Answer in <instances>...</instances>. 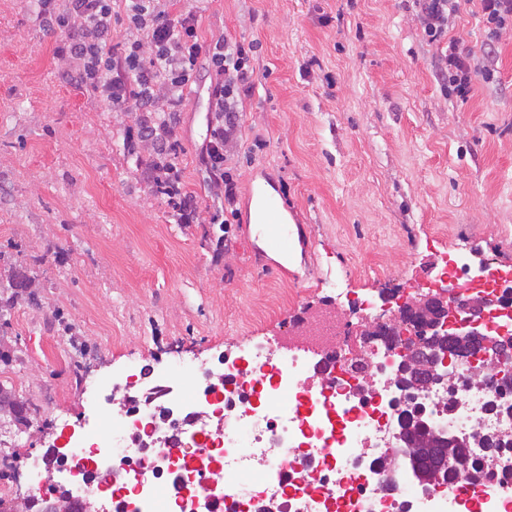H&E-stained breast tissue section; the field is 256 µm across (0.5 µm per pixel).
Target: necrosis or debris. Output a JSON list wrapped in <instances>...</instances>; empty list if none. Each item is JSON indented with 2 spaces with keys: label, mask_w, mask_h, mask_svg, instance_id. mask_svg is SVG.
Wrapping results in <instances>:
<instances>
[{
  "label": "necrosis or debris",
  "mask_w": 512,
  "mask_h": 512,
  "mask_svg": "<svg viewBox=\"0 0 512 512\" xmlns=\"http://www.w3.org/2000/svg\"><path fill=\"white\" fill-rule=\"evenodd\" d=\"M504 269L451 267L435 258L425 277L398 297L365 299L326 317L322 360L304 351L277 353L245 345L224 363V382L192 377L174 398L127 405L95 432H72L67 461L74 499L110 497L112 512L145 502L148 512H512V359L493 343L512 338ZM453 286L482 292L488 344L447 370L463 379L498 367L492 385L449 392L447 382L422 390L395 384L407 341L423 320L412 298ZM402 325L391 329L392 316ZM422 406L429 428L467 444L472 466L444 464L437 484L422 487L391 457Z\"/></svg>",
  "instance_id": "4bbe7bcc"
}]
</instances>
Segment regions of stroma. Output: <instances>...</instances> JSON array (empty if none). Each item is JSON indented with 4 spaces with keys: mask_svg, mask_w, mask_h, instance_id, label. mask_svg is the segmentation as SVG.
Wrapping results in <instances>:
<instances>
[{
    "mask_svg": "<svg viewBox=\"0 0 512 512\" xmlns=\"http://www.w3.org/2000/svg\"><path fill=\"white\" fill-rule=\"evenodd\" d=\"M198 30L257 45L224 226L174 223L123 148L127 113L84 90L29 0H0V283L16 268L40 293L0 326L13 355L0 385L34 416L0 437L13 503L34 499L32 457L68 428L96 430L119 410L113 393L221 373L225 353L277 343L297 316L397 287L444 251L512 268V29L498 82L476 80L464 101L438 84L440 46L409 0H209ZM448 35L482 58L477 0H463ZM207 88L192 87L177 166L209 218ZM254 182L271 183L294 218L288 254L251 227Z\"/></svg>",
    "mask_w": 512,
    "mask_h": 512,
    "instance_id": "stroma-1",
    "label": "stroma"
}]
</instances>
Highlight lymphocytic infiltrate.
Returning <instances> with one entry per match:
<instances>
[{"mask_svg": "<svg viewBox=\"0 0 512 512\" xmlns=\"http://www.w3.org/2000/svg\"><path fill=\"white\" fill-rule=\"evenodd\" d=\"M486 27L484 64L448 36L461 0H412L429 42H446L437 58V77L449 93L468 99L475 79H498L501 33L512 29V0H478ZM180 0H128V28L121 40L112 37V0H35L33 17L44 30L63 38L58 54L81 65L82 82L105 103L134 114L128 140L148 144L169 165L141 163L144 181L167 197L176 223L199 221L198 201L188 191L175 163L180 150L179 127L187 92L206 70L207 135L199 158L212 195L222 208L237 204V184L224 168V154L240 132L239 105L252 96L258 76L251 65L254 43L220 36L202 39L198 14L181 10Z\"/></svg>", "mask_w": 512, "mask_h": 512, "instance_id": "f902f5d3", "label": "lymphocytic infiltrate"}]
</instances>
